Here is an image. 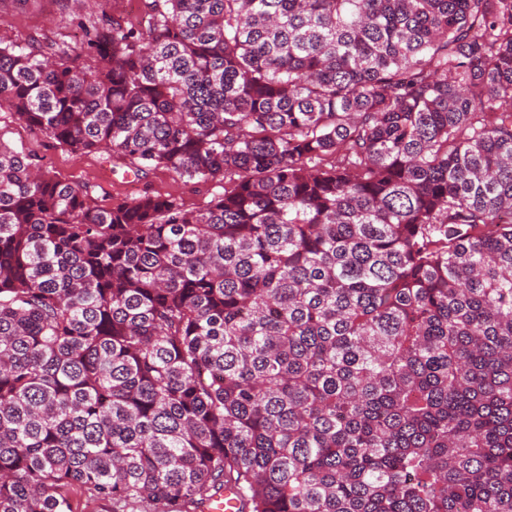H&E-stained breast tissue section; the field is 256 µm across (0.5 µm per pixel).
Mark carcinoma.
Wrapping results in <instances>:
<instances>
[{
  "label": "carcinoma",
  "mask_w": 512,
  "mask_h": 512,
  "mask_svg": "<svg viewBox=\"0 0 512 512\" xmlns=\"http://www.w3.org/2000/svg\"><path fill=\"white\" fill-rule=\"evenodd\" d=\"M0 42V512H512V0H142ZM0 136L3 140L42 158L59 177L72 182L88 183L100 203L108 204L137 197L143 193L176 198L192 209L224 191L223 184L188 181L163 168L136 179L125 168L113 167L102 154L77 157L43 133L18 124L1 113Z\"/></svg>",
  "instance_id": "carcinoma-1"
}]
</instances>
